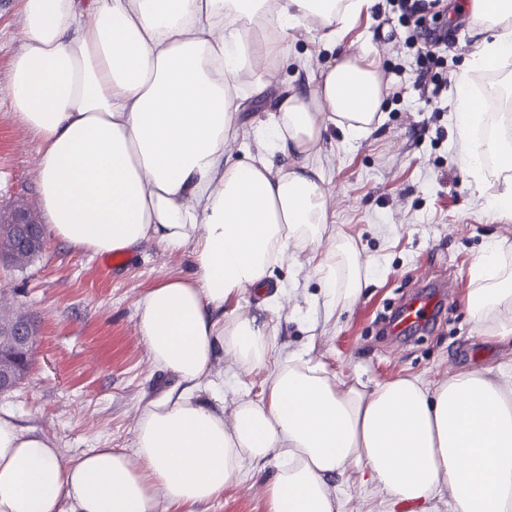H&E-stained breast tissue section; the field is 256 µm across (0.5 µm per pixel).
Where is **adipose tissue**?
I'll return each mask as SVG.
<instances>
[{
	"instance_id": "ef3b65f1",
	"label": "adipose tissue",
	"mask_w": 512,
	"mask_h": 512,
	"mask_svg": "<svg viewBox=\"0 0 512 512\" xmlns=\"http://www.w3.org/2000/svg\"><path fill=\"white\" fill-rule=\"evenodd\" d=\"M375 0H17L25 42L6 102L33 138L47 231L94 254L151 242L189 248L193 272L150 288L138 329L151 363L180 390L146 404L129 448L63 457L45 434L0 410V512H196L246 465L273 460L267 512H339L333 483L351 477L390 501L428 506L450 491L456 512H512V362L427 385L398 378L366 389L300 355L273 360L266 322L224 304L270 287L307 255L328 311L360 295L354 240L329 232L323 172L329 126L368 138L394 81L371 38H343ZM483 38L474 69L512 57V0H463ZM332 51L319 71L278 89L296 35ZM257 114L244 123L242 74ZM483 104L460 80L455 133L476 193L512 219V125L477 138ZM250 138L255 151L233 157ZM495 159V170L486 162ZM494 244L470 270L467 310L512 345V265ZM249 372L269 367L267 396L232 421L198 397L216 347Z\"/></svg>"
}]
</instances>
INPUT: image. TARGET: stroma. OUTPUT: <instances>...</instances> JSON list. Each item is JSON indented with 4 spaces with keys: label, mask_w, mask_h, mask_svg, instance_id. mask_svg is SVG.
<instances>
[{
    "label": "stroma",
    "mask_w": 512,
    "mask_h": 512,
    "mask_svg": "<svg viewBox=\"0 0 512 512\" xmlns=\"http://www.w3.org/2000/svg\"><path fill=\"white\" fill-rule=\"evenodd\" d=\"M447 5L438 25L448 32L444 55L449 79L467 74L479 88L484 71L470 67L480 36L466 16ZM422 23L400 19L389 0H376L369 16L346 35V43L374 32L383 68L396 84L381 126L354 145L329 128L318 163L325 178L331 231L351 236L367 265V285L343 312L326 313L322 287L305 255L276 269L277 297L244 290L225 303L268 321L275 355L302 354L323 363L339 380L367 385L402 377L434 383L471 367L512 361V348L488 342L465 303L470 269L491 244H512V220L493 217L477 198L459 159L451 110L453 95L432 97L416 86L415 51ZM16 0H0V87L12 55L23 44ZM324 59L314 40L296 36L280 60L278 86L299 82L302 69ZM35 146L0 109V207L24 202L34 217L42 209L36 182ZM432 270L454 284V298L431 330H412L409 340L386 341L378 329L417 286L419 270ZM189 250L142 245L113 269L101 257L47 238L42 254L26 268L0 269V297L36 323L31 366L16 389L0 395V410L18 424L49 436L69 459L93 448L133 444L141 408L178 385L154 368L138 331V302L159 282L190 274ZM268 369H237L224 350L214 357L212 385L201 397L232 416L240 398L266 395ZM276 471L269 461L250 469L221 499L198 512H266L265 488Z\"/></svg>",
    "instance_id": "obj_1"
}]
</instances>
